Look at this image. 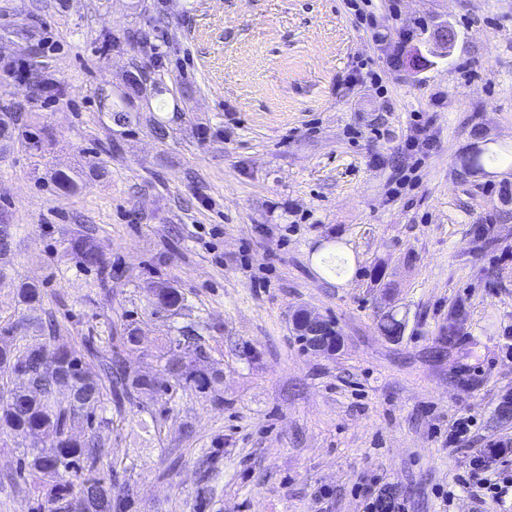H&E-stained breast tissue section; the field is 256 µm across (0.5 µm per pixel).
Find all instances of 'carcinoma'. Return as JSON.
Returning <instances> with one entry per match:
<instances>
[{"label": "carcinoma", "instance_id": "cac0c4a2", "mask_svg": "<svg viewBox=\"0 0 512 512\" xmlns=\"http://www.w3.org/2000/svg\"><path fill=\"white\" fill-rule=\"evenodd\" d=\"M501 160L496 152H477L469 157L474 169ZM68 250L85 269L106 272L101 243L90 234H78L68 242ZM42 291L33 282L20 283L15 291L17 305L28 312L36 309ZM150 305L155 311L176 313L185 307L183 294L161 282L153 288ZM43 333L38 318L22 315L19 320L0 325V366L28 369L24 385L12 389L0 400V432H33L44 438L40 447L23 450L24 469L39 477L42 497L35 512H112V478L104 477V443L93 431L82 437L71 434L79 419L93 425L96 412L106 413L108 403L121 409L125 401L155 390L156 382L147 375H130L120 354L93 355V360L68 346H51L47 341L23 350L14 346L17 331ZM197 327L179 329L164 357L163 371L176 384L192 382L201 390L219 392L222 375L196 367L202 352Z\"/></svg>", "mask_w": 512, "mask_h": 512}]
</instances>
